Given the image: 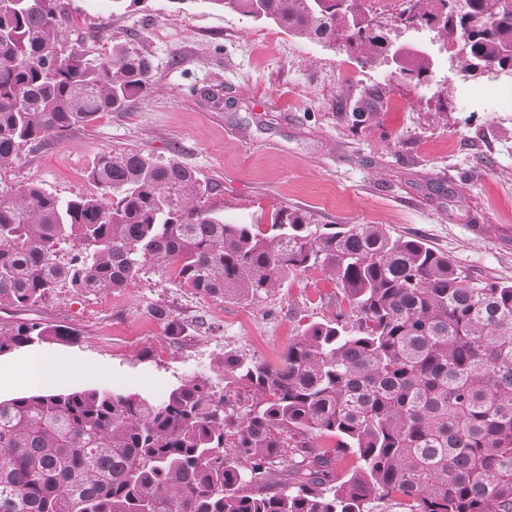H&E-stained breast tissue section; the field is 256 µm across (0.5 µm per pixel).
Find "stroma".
Masks as SVG:
<instances>
[{
	"mask_svg": "<svg viewBox=\"0 0 512 512\" xmlns=\"http://www.w3.org/2000/svg\"><path fill=\"white\" fill-rule=\"evenodd\" d=\"M64 52L93 58L128 44L154 82L126 111L103 115L23 152L0 180L35 183L63 198L95 194L102 153L178 155L211 186L208 203L254 223L275 208L318 224H383L448 253L471 277L512 280V72L494 81L506 108H485L489 77L458 72L429 33L390 35L423 47L421 82L370 65L346 46L288 35L210 0H57ZM342 301L318 270L255 301L204 296L147 267L122 292L66 293L2 318L74 329L73 344L43 343L0 356V399L35 392L29 365L66 364L52 392L118 389L156 401L191 379L224 386L210 354L237 351L279 365L303 326ZM170 308L181 335L152 317Z\"/></svg>",
	"mask_w": 512,
	"mask_h": 512,
	"instance_id": "obj_1",
	"label": "stroma"
}]
</instances>
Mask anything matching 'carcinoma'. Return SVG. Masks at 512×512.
<instances>
[{"label":"carcinoma","instance_id":"cac0c4a2","mask_svg":"<svg viewBox=\"0 0 512 512\" xmlns=\"http://www.w3.org/2000/svg\"><path fill=\"white\" fill-rule=\"evenodd\" d=\"M210 2L384 64L399 49L340 0ZM407 11L403 29L448 41L462 72L512 71V0H410ZM431 68L423 51L396 65L417 81ZM152 78L149 57L129 45L94 60L64 55L55 0H0V170L27 146L124 111ZM89 177L100 194L69 199L0 181V310L65 289L122 291L148 263L239 300L319 269L346 308L306 326L277 367L222 357L224 382L249 389L242 417L198 379L161 403L93 388L0 400V512H371L376 500L512 512V281L474 279L382 224L321 229L284 208L263 224L226 221L175 154L112 150ZM153 316L181 333L169 308ZM76 339L0 319V355ZM323 435L357 456L351 472L337 475L313 450Z\"/></svg>","mask_w":512,"mask_h":512}]
</instances>
